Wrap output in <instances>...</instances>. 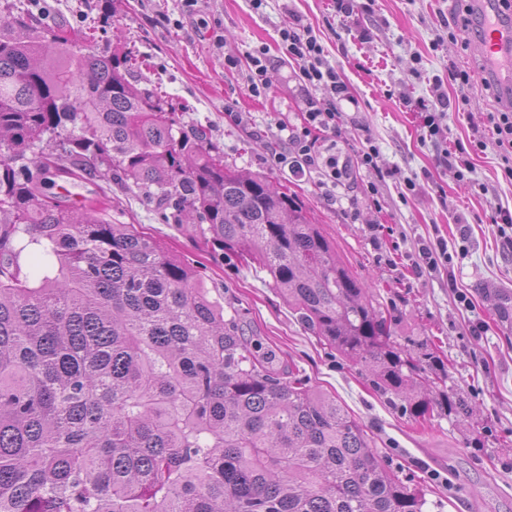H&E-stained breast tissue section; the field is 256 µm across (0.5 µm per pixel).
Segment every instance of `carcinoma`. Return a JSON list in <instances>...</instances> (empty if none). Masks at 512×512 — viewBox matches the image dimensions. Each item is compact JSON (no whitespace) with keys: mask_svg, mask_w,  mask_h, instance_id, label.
I'll return each instance as SVG.
<instances>
[{"mask_svg":"<svg viewBox=\"0 0 512 512\" xmlns=\"http://www.w3.org/2000/svg\"><path fill=\"white\" fill-rule=\"evenodd\" d=\"M0 0V512H426L336 399L255 354L196 271L132 224L56 192L140 195L168 224L266 272L320 342L423 421L466 409L417 377L442 362L392 315L307 209L224 162L97 50ZM36 247V281L18 258ZM67 182H60L61 185H64L67 190L71 193H79L78 197L79 202L74 203L72 201V197L65 196V200L68 204L80 208L84 203H87L88 199L102 198L100 187L109 192V186L105 183L104 180H92V181H78V180H67ZM74 183L76 185H74Z\"/></svg>","mask_w":512,"mask_h":512,"instance_id":"obj_1","label":"carcinoma"}]
</instances>
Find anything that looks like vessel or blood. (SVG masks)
<instances>
[{
  "mask_svg": "<svg viewBox=\"0 0 512 512\" xmlns=\"http://www.w3.org/2000/svg\"><path fill=\"white\" fill-rule=\"evenodd\" d=\"M470 5L481 32L478 50L484 74L503 99L512 101V13L501 0H470Z\"/></svg>",
  "mask_w": 512,
  "mask_h": 512,
  "instance_id": "obj_1",
  "label": "vessel or blood"
}]
</instances>
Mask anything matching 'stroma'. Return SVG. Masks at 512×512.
<instances>
[{
    "mask_svg": "<svg viewBox=\"0 0 512 512\" xmlns=\"http://www.w3.org/2000/svg\"><path fill=\"white\" fill-rule=\"evenodd\" d=\"M14 2L78 32L99 5ZM467 2L358 0L343 20L334 0H267L258 10L251 0H195L188 11L180 0H114L98 48L138 49L145 60L136 74L139 86L161 87L178 126L205 129L227 163L295 194L342 261L391 312L396 341L439 348L447 385L468 413L416 421L403 399L377 393L359 365L312 336L265 272L204 248L196 234L162 223L137 196L113 192L111 216L199 268L225 314L239 313L263 352L336 397L378 453L424 490L428 512H512V327L502 325L494 295L500 288L512 291V248L493 222L498 210H512V177L492 147L471 150V179L437 167L417 114L420 101L441 93L455 97L462 71L470 76L469 100L448 115L449 142L476 139L470 115L497 107L485 89L476 37L462 39L457 30ZM296 17L313 28L325 62L350 96L336 134H320V146L354 157L370 140L380 150L376 168L357 169L351 205L331 204L319 173L269 160L270 150L282 146L283 125L300 122L309 96L299 63L280 39L281 28ZM257 47L267 48L271 59L269 88L259 97L247 88L248 54ZM228 58L236 68L225 67ZM229 108L245 113L246 123H230ZM409 178L416 181L411 194ZM440 241L452 252L466 243V257L453 269L416 276L410 258ZM462 294L467 303L459 302Z\"/></svg>",
    "mask_w": 512,
    "mask_h": 512,
    "instance_id": "1",
    "label": "stroma"
}]
</instances>
